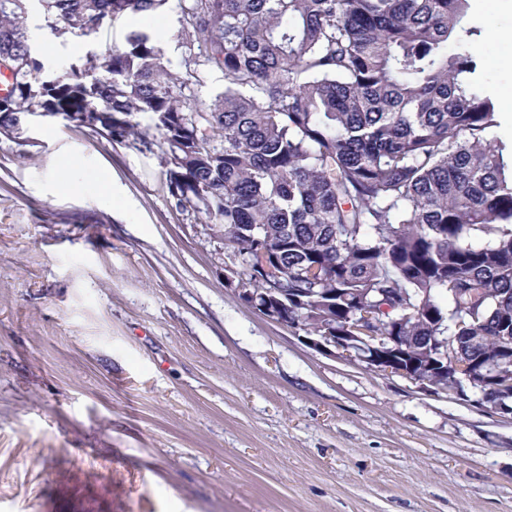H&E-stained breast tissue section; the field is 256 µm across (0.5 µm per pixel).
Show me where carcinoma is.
I'll return each instance as SVG.
<instances>
[{"mask_svg": "<svg viewBox=\"0 0 512 512\" xmlns=\"http://www.w3.org/2000/svg\"><path fill=\"white\" fill-rule=\"evenodd\" d=\"M42 2L53 35L85 37L168 0ZM469 2L181 0L179 67L137 29L39 81L29 0H0V132L32 112H98L112 141L158 147L175 206L220 225L233 251L255 253L248 225H265L288 287L313 295L314 330L320 292L397 288L411 308L377 300L378 333L454 336L461 321L511 337L512 143L495 135ZM206 69L224 92L200 104L190 91Z\"/></svg>", "mask_w": 512, "mask_h": 512, "instance_id": "obj_1", "label": "carcinoma"}]
</instances>
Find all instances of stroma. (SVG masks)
Wrapping results in <instances>:
<instances>
[{
	"label": "stroma",
	"mask_w": 512,
	"mask_h": 512,
	"mask_svg": "<svg viewBox=\"0 0 512 512\" xmlns=\"http://www.w3.org/2000/svg\"><path fill=\"white\" fill-rule=\"evenodd\" d=\"M179 17L25 25L62 77L141 28L179 63ZM482 54L512 94V44ZM223 250L156 151L60 118L0 139V512H512V419L312 349Z\"/></svg>",
	"instance_id": "1"
}]
</instances>
